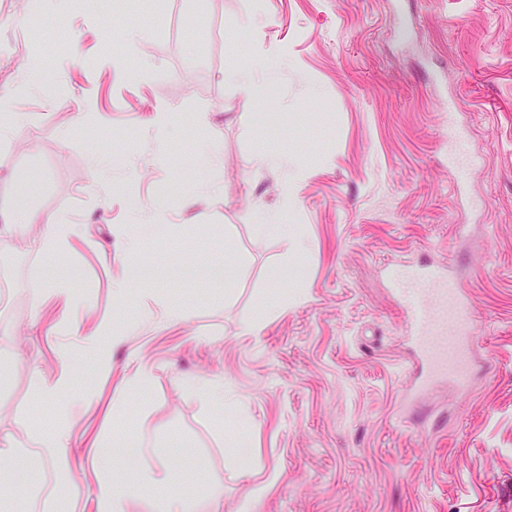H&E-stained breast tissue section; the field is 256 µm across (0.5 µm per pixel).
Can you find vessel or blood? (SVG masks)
<instances>
[{"mask_svg": "<svg viewBox=\"0 0 512 512\" xmlns=\"http://www.w3.org/2000/svg\"><path fill=\"white\" fill-rule=\"evenodd\" d=\"M415 281L421 295L409 307L408 315L421 357L431 373L446 374L460 385H468L473 368V320L466 295L441 269L423 271Z\"/></svg>", "mask_w": 512, "mask_h": 512, "instance_id": "obj_1", "label": "vessel or blood"}]
</instances>
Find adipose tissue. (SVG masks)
<instances>
[{"label":"adipose tissue","mask_w":512,"mask_h":512,"mask_svg":"<svg viewBox=\"0 0 512 512\" xmlns=\"http://www.w3.org/2000/svg\"><path fill=\"white\" fill-rule=\"evenodd\" d=\"M34 441L38 451L32 456L22 455L12 445L0 442V484L11 483L15 464L48 465L59 478L60 493L75 497L79 487L66 433L59 430L50 435H38ZM143 455L141 439L124 432L113 435L111 440L98 446L95 512H127L128 498L153 484V472L140 464Z\"/></svg>","instance_id":"ef3b65f1"}]
</instances>
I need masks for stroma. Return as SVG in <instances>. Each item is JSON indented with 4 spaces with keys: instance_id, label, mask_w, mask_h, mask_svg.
I'll list each match as a JSON object with an SVG mask.
<instances>
[{
    "instance_id": "35a3bbf8",
    "label": "stroma",
    "mask_w": 512,
    "mask_h": 512,
    "mask_svg": "<svg viewBox=\"0 0 512 512\" xmlns=\"http://www.w3.org/2000/svg\"><path fill=\"white\" fill-rule=\"evenodd\" d=\"M232 67L255 86L226 81ZM35 69L54 95L25 91ZM0 99V200L79 229L56 257L41 224L0 235V436L32 453L34 431L67 429L73 512H93V449L124 428L158 479L128 512L174 494L210 512L216 485L237 512L261 483L256 512H512V0H0ZM261 210L301 230L302 258L255 235ZM143 212L159 218L138 248L150 275L119 301L118 230ZM219 264L231 284L197 278ZM425 264L452 267L472 301L469 390L420 383L414 284L397 271ZM106 318L139 331L104 377L87 338ZM64 349L92 406L43 394ZM139 364L146 391L125 385ZM205 385L231 413L207 411ZM236 431L252 442L243 475ZM172 442L191 464L164 455ZM15 483L0 503L49 512L51 467Z\"/></svg>"
}]
</instances>
